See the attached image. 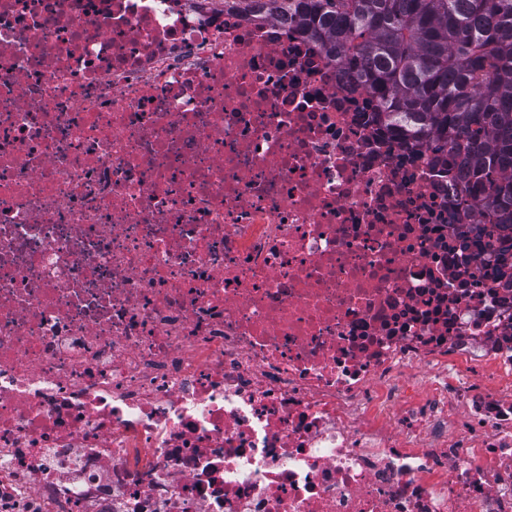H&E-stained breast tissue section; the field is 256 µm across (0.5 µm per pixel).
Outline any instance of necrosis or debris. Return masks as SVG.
I'll return each instance as SVG.
<instances>
[{
	"label": "necrosis or debris",
	"mask_w": 512,
	"mask_h": 512,
	"mask_svg": "<svg viewBox=\"0 0 512 512\" xmlns=\"http://www.w3.org/2000/svg\"><path fill=\"white\" fill-rule=\"evenodd\" d=\"M372 110L222 0H0V512H512L501 232Z\"/></svg>",
	"instance_id": "4bbe7bcc"
}]
</instances>
